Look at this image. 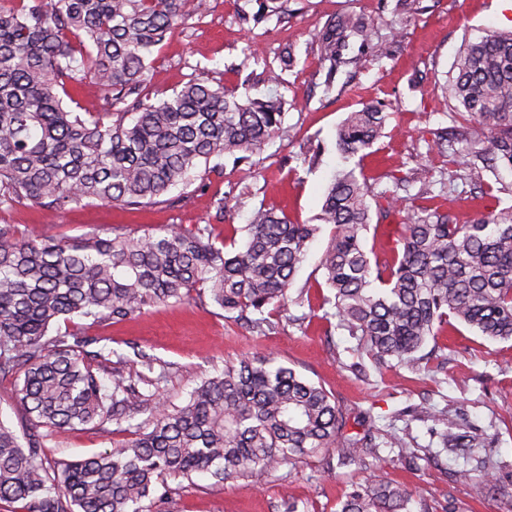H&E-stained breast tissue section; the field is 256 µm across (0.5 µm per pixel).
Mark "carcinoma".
<instances>
[{"label":"carcinoma","instance_id":"carcinoma-1","mask_svg":"<svg viewBox=\"0 0 512 512\" xmlns=\"http://www.w3.org/2000/svg\"><path fill=\"white\" fill-rule=\"evenodd\" d=\"M205 0H0V208L27 202L57 211L85 200L145 207L171 190L186 189L231 156L247 163L284 132L281 98H253L221 82L193 77L172 94L151 100L150 58L168 34ZM277 14L262 0L245 23ZM369 26L341 13L316 32L324 86L356 63L348 56ZM447 92L487 135L459 133L448 149V129L436 145L451 161L475 171L512 168V32L491 31L467 45ZM99 92L108 108L77 112L82 91ZM389 113L365 106L349 113L337 134L349 159L383 136ZM369 184L353 169L335 175L321 220L333 226L320 262L321 319L356 340V351L376 370L414 366L417 353L459 323L492 341L512 340V206L458 224L429 177L415 194L413 217L398 225L384 256L364 247L372 214L387 216L403 200L407 180ZM320 230L292 222L260 203L244 227L166 228L140 236L124 227L94 230L75 240L17 236L0 224V378L18 377L15 395L25 411L22 433L0 419V502L22 512H160L168 480L208 475L224 483L272 474L306 457L335 454L339 464L365 468L378 457L370 429L346 433L335 397L273 357L240 358L204 379L181 406L156 392L149 373L158 359L136 353L127 363L82 318L120 323L147 308L180 303L196 293L254 329L265 311L288 312V292ZM233 249H228V246ZM69 323L54 330L59 321ZM109 384H104L103 377ZM149 414L148 427L133 425ZM423 418L453 453L483 448L484 440L453 431L448 414ZM136 427L128 444L93 456L50 463L49 441L77 425L101 436L112 426ZM443 425L437 431V425ZM401 458L417 457L404 438L386 441ZM474 499L488 495L512 504V480L489 469L454 471ZM414 494L375 475L357 485L339 512H411Z\"/></svg>","mask_w":512,"mask_h":512}]
</instances>
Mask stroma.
I'll use <instances>...</instances> for the list:
<instances>
[{"instance_id":"1","label":"stroma","mask_w":512,"mask_h":512,"mask_svg":"<svg viewBox=\"0 0 512 512\" xmlns=\"http://www.w3.org/2000/svg\"><path fill=\"white\" fill-rule=\"evenodd\" d=\"M284 22L269 20L255 28L243 26L241 11L257 9L255 0H207L204 17L178 25L154 55L151 91L161 98L200 74L220 80L225 89L240 90L244 79L260 81L269 67H279L286 49L296 64L285 71L278 92L285 101V134L252 157L251 165L223 159L222 175L193 184L178 203L128 208L85 201L48 212L23 204L0 209V224H13L23 236L45 231L76 238L89 228L122 225L139 232L212 224L241 228L264 203L281 208L295 222L320 224L307 256L297 271L290 296L306 291L304 304H289L287 314L271 311L275 328L259 332L243 328L230 315L197 300L158 307L118 323L91 326V334L107 338L113 349H138L167 363L160 394L169 405H183L205 378L217 375L225 361L242 356H272L331 392L347 417V429L359 432L361 416H369L379 433L406 437L411 447L426 448L429 458L409 466L396 453L381 449L371 470L326 464L314 456L267 475L258 474L224 485L207 478L195 483L171 481L165 512H287L297 502L300 512H338L353 486L370 475L409 487L416 493L413 512L428 508L444 512L455 501L457 512H512V505L494 497L473 500L451 475L457 468L497 465L512 470V342H489L459 328L447 348L427 353L418 369L370 371L359 376L355 342L346 331L313 317L322 294L318 263L332 228L321 224V206L331 179L342 165L337 129L348 113L364 104L389 112L384 137L363 160L367 175L406 178L417 193L431 172H444L454 198L458 223L512 204V171L475 174L450 163L432 150L437 128L449 126L457 103L442 88L455 74L454 63L467 42L486 31H512V0H282ZM350 12L373 23L372 40L392 39V55L376 59L354 48V65L336 76L325 91L316 31L336 14ZM234 192L232 211L217 219L214 196ZM423 407L447 412L463 430L484 438L486 448L467 455L449 454L428 423L414 414ZM135 437L134 430H116L104 440L91 426H79L50 443L52 459H80L110 444Z\"/></svg>"}]
</instances>
